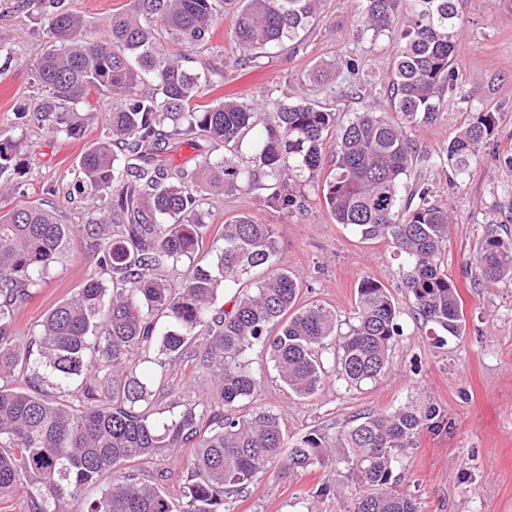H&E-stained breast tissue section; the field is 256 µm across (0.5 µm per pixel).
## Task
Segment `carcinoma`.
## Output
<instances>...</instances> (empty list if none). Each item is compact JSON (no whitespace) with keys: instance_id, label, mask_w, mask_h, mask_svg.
I'll list each match as a JSON object with an SVG mask.
<instances>
[{"instance_id":"carcinoma-1","label":"carcinoma","mask_w":512,"mask_h":512,"mask_svg":"<svg viewBox=\"0 0 512 512\" xmlns=\"http://www.w3.org/2000/svg\"><path fill=\"white\" fill-rule=\"evenodd\" d=\"M229 1L233 40L253 58L297 39L321 7V0H130L105 35L93 37L65 0H37L49 46L33 70L46 95L34 107L15 104L17 125L50 120L49 132L76 138L90 119L82 112L90 91L112 106L74 171L85 223L64 224L36 204L0 213V489L26 485L29 512H60L108 473L111 483L85 512H224V494L272 468L286 477L338 463L354 482L348 512H418L393 468L421 431L440 424L435 408L362 414L333 435L312 430L291 439L282 413L255 403L261 376L249 358L260 347L299 398L327 382L329 349L336 377L372 382L387 371L400 333L390 289L360 278L354 324L343 333L336 310L304 301L300 277L279 265L273 225L246 212L226 220L224 247L208 261L202 213L209 197L249 191L261 174L270 179L267 204L300 206L297 180L321 175L334 136L335 164L322 188L331 218L406 256L403 288L418 314L463 336L461 297L443 261L453 218L432 202L428 185L409 200L402 191L415 157L407 129L433 121L453 90L467 0H361L364 29L390 34L395 45L388 83L395 115L370 109L339 129L336 113L303 100L197 102L210 79L183 50L210 42ZM147 77L153 86L143 91ZM495 121L492 112L469 113L445 148L449 182L468 174ZM259 124L253 166L242 167L236 149ZM183 144L196 150L192 167L166 157ZM218 147L224 154L215 157ZM20 150L0 139V176L16 171ZM490 223H512V198L496 205ZM78 233L92 240L97 271L45 315L24 349L15 305ZM183 260L184 277L171 280L169 268ZM470 265L485 288L512 281V236L485 234ZM258 267L263 277L253 285L246 277ZM184 357L210 375L206 396L186 398L169 386ZM45 383L58 396L46 398ZM184 448L194 452L181 461L178 506L128 471Z\"/></svg>"}]
</instances>
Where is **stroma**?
Returning <instances> with one entry per match:
<instances>
[{
	"label": "stroma",
	"instance_id": "obj_1",
	"mask_svg": "<svg viewBox=\"0 0 512 512\" xmlns=\"http://www.w3.org/2000/svg\"><path fill=\"white\" fill-rule=\"evenodd\" d=\"M462 27L464 39L452 63L456 87L434 122L410 129L418 158L404 180L409 192L430 184L434 203L455 214L444 265L463 300L462 338L438 343L437 329L415 312L402 287L405 257L386 241L362 240L352 226L335 223L321 199L323 178L303 180L301 206L290 212L266 206L258 187L210 199L204 247L218 252L225 220L250 212L259 223L274 225L279 261L302 277L304 301L333 306L346 321L357 281L370 275L384 283L398 303L402 326L384 375L357 387L333 376L317 395L303 399L288 392L266 354L256 349L250 359L262 374L258 403L280 411L293 437L315 429L334 433L358 414L435 406L443 427L422 431L394 470L404 491L421 512H512V282L484 288L465 273L476 241L489 229L512 235V224H489L495 205L512 197V172L497 163L499 155L512 154V0H467ZM230 29V20L218 23L211 42L193 55L194 67L208 70L213 83L203 103L302 98L332 109L340 126L387 105L392 45L387 36L363 30L358 0H322L318 19L294 48L270 49L247 64L238 59ZM46 47L35 12L23 0H0V135L22 143L20 171L10 177L11 192L0 191V208L52 206L65 222L81 224L88 214L73 190V172L80 153L100 136L110 100L89 93L93 117L76 139L42 127H15V102L37 98L31 68ZM345 57L357 60L358 75L336 69ZM324 63L333 66L329 82H310L308 73ZM482 109L494 112V133L469 174L449 184L444 148L467 113ZM94 264L90 240L75 236L45 282L18 304L20 332L37 330L45 314L94 272ZM326 482L347 488L346 467H315L282 479L270 471L258 475L246 493L227 496L224 512H347L349 498L312 497Z\"/></svg>",
	"mask_w": 512,
	"mask_h": 512
}]
</instances>
